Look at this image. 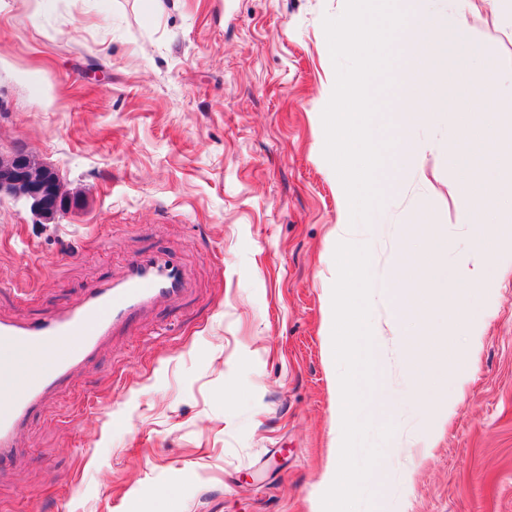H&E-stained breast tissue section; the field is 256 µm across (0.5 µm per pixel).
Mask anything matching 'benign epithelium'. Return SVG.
Listing matches in <instances>:
<instances>
[{
    "instance_id": "7a95c632",
    "label": "benign epithelium",
    "mask_w": 512,
    "mask_h": 512,
    "mask_svg": "<svg viewBox=\"0 0 512 512\" xmlns=\"http://www.w3.org/2000/svg\"><path fill=\"white\" fill-rule=\"evenodd\" d=\"M4 194L24 202L43 224L55 223L76 203L58 173L28 152L0 154V196Z\"/></svg>"
}]
</instances>
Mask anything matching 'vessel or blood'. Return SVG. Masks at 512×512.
I'll list each match as a JSON object with an SVG mask.
<instances>
[{
    "mask_svg": "<svg viewBox=\"0 0 512 512\" xmlns=\"http://www.w3.org/2000/svg\"><path fill=\"white\" fill-rule=\"evenodd\" d=\"M187 290L182 266L161 251H144L112 284L89 290L72 308L42 321L0 320V346L51 353V365L33 374L11 408L0 413V466L15 458L32 413L73 372L96 357L109 337L147 309L177 302Z\"/></svg>",
    "mask_w": 512,
    "mask_h": 512,
    "instance_id": "1",
    "label": "vessel or blood"
}]
</instances>
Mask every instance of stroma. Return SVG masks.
Here are the masks:
<instances>
[{
	"label": "stroma",
	"mask_w": 512,
	"mask_h": 512,
	"mask_svg": "<svg viewBox=\"0 0 512 512\" xmlns=\"http://www.w3.org/2000/svg\"><path fill=\"white\" fill-rule=\"evenodd\" d=\"M345 0H0V152L57 170L77 205L42 224L0 197V319L34 320L166 252L188 292L110 337L49 395L0 471V512H311L335 457V376L324 322L339 197L321 113L335 69L323 28ZM472 39L512 75V26L470 0ZM447 124L399 203L370 225L377 383L366 409L382 456L361 512H512V252L486 295L453 275L469 244L439 149L469 117L449 64ZM374 121L395 138L417 85L395 59ZM426 205L448 244L431 316L399 311L401 257L424 255L408 224ZM478 316V351L436 448L414 401L410 335L443 330L447 306Z\"/></svg>",
	"instance_id": "35a3bbf8"
}]
</instances>
